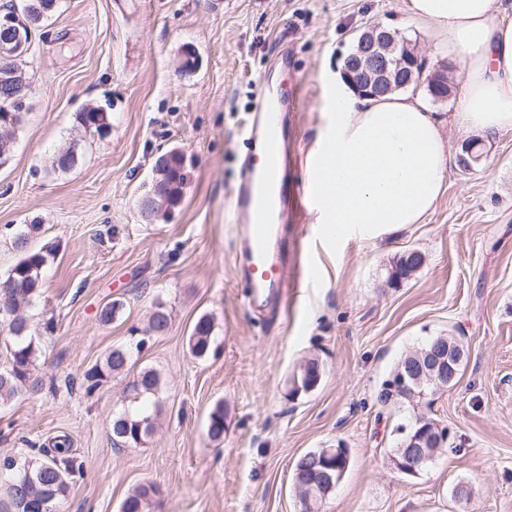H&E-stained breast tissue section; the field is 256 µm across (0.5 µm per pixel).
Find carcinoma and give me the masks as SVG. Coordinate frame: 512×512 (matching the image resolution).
<instances>
[{
	"mask_svg": "<svg viewBox=\"0 0 512 512\" xmlns=\"http://www.w3.org/2000/svg\"><path fill=\"white\" fill-rule=\"evenodd\" d=\"M55 0H24L21 7L23 21L36 25L53 6ZM30 86L12 60L0 61V162H4L13 150L15 128L22 123L23 101ZM79 124L89 132L105 133L109 128L106 110L101 106L88 107L78 113ZM81 145L75 141L55 158L60 170L72 167L78 159ZM157 182L146 193L148 211L146 222L176 206L184 192L188 174L183 155L171 150L159 155L154 163ZM37 224H29L15 237L13 245L19 253L16 262L0 279V328L7 330L9 340L5 343L9 354L8 365L0 368V405L17 398L30 397L43 388L42 379L34 373L37 354L36 344L30 334L25 309L40 297L44 272L49 259L55 255L57 244L45 243L40 249L32 250L28 241L32 234L39 232ZM170 323V316L163 303L155 305L148 327L143 335L134 336V346L122 345L112 348L106 358V368L111 373L126 370L132 351H141L145 336L164 333ZM212 319L200 316L190 335V348L197 357L206 356L211 348ZM319 363L311 359L292 378L290 394L296 396L315 389ZM160 378L151 368L142 369L131 384V395L139 401H146L159 389ZM154 428L152 414L137 408L126 410L112 418L114 444L136 447L151 434ZM208 436L213 441L224 437V409L214 408L209 415ZM82 469V463L69 448L68 440L59 439L51 448L38 449V455L24 457L18 462L6 458L0 464V512H56L66 497L69 480ZM326 488L321 483L303 481L297 486L302 512H315L313 506L318 500L326 499ZM158 493L155 484L146 482L128 494L120 505V512H148L152 498Z\"/></svg>",
	"mask_w": 512,
	"mask_h": 512,
	"instance_id": "1",
	"label": "carcinoma"
}]
</instances>
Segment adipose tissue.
<instances>
[{
    "instance_id": "1",
    "label": "adipose tissue",
    "mask_w": 512,
    "mask_h": 512,
    "mask_svg": "<svg viewBox=\"0 0 512 512\" xmlns=\"http://www.w3.org/2000/svg\"><path fill=\"white\" fill-rule=\"evenodd\" d=\"M407 12L462 65L450 123L486 139L512 130V0H408ZM325 103L332 119L308 158L318 223L339 239L425 223L450 171L436 113L409 94L355 96L341 77Z\"/></svg>"
}]
</instances>
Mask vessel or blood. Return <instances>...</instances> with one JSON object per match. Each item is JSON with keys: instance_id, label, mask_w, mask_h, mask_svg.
Segmentation results:
<instances>
[{"instance_id": "b4317fda", "label": "vessel or blood", "mask_w": 512, "mask_h": 512, "mask_svg": "<svg viewBox=\"0 0 512 512\" xmlns=\"http://www.w3.org/2000/svg\"><path fill=\"white\" fill-rule=\"evenodd\" d=\"M300 107V91L296 88L286 97H262L247 129L253 150L244 163L231 210L245 219L238 269L256 301L287 288L292 273L278 247L281 223L286 213L305 210L320 185L319 178L313 176L304 190L288 183L291 132L286 115Z\"/></svg>"}]
</instances>
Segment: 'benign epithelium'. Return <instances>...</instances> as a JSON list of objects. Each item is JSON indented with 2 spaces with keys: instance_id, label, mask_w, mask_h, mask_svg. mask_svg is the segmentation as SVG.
<instances>
[{
  "instance_id": "1",
  "label": "benign epithelium",
  "mask_w": 512,
  "mask_h": 512,
  "mask_svg": "<svg viewBox=\"0 0 512 512\" xmlns=\"http://www.w3.org/2000/svg\"><path fill=\"white\" fill-rule=\"evenodd\" d=\"M0 30L5 39L0 41V58L9 59L27 50L32 29L19 23L12 12L0 15ZM356 52L343 65L342 75L357 93L382 97L403 89L414 81H420L425 63L418 49L406 47L397 50L393 33L380 24L364 28L355 38ZM465 350L449 340L437 339L428 350L406 357V362L388 378L387 390L393 398L416 403L425 398L415 387L422 382L435 389H445L457 377V367L464 358ZM399 450L390 456L395 470L416 476L426 464L436 458L438 449L448 444V427L431 422L420 429L404 428Z\"/></svg>"
}]
</instances>
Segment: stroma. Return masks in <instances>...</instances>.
I'll use <instances>...</instances> for the list:
<instances>
[{"label": "stroma", "mask_w": 512, "mask_h": 512, "mask_svg": "<svg viewBox=\"0 0 512 512\" xmlns=\"http://www.w3.org/2000/svg\"><path fill=\"white\" fill-rule=\"evenodd\" d=\"M406 5L56 0L34 28L22 57L31 91L0 164V275L18 257L22 225H40L33 246L58 250L26 312L44 386L0 405V460L67 438L84 470L60 512H119L146 481L159 489L150 512H301L297 460L340 444L349 466L321 512H512V131L482 142L481 160L466 170L457 156L469 133L444 128L452 161L435 210L381 242L321 237L309 210L285 221V246L298 247L316 278L289 288L286 305H250L235 273L243 223L230 199L260 80L283 93L304 83L302 109L290 115V181L303 186L330 119L325 93L365 27L381 24L416 45L425 74L444 68L461 78L460 63L436 56L423 26L408 24ZM187 47L199 65L186 72ZM88 105L106 107V135H83L77 114ZM78 136L77 162L56 169L55 156ZM172 149L188 172L183 197L145 223L140 200L156 158ZM413 250L423 266L393 283V262ZM117 299L123 312L100 323ZM159 301L168 330L149 337L128 371L87 391V373L103 368L131 328L145 327ZM204 314L212 342L198 358L189 335ZM441 335L466 347L458 382L416 406L381 404L398 359ZM311 358L320 384L289 397L291 375ZM146 367L162 381L147 403L155 429L143 445L117 448L112 418L130 407V385ZM219 404L218 443L207 426ZM419 411L448 426L452 447L409 477L389 455L397 425ZM459 484L472 488L470 502L455 500Z\"/></svg>", "instance_id": "obj_1"}]
</instances>
